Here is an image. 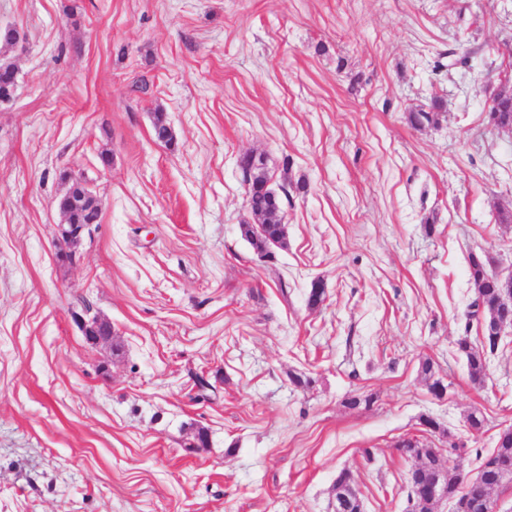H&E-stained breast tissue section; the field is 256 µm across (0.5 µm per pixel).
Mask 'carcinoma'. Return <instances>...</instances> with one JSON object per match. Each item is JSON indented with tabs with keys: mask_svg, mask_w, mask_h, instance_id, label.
Returning a JSON list of instances; mask_svg holds the SVG:
<instances>
[{
	"mask_svg": "<svg viewBox=\"0 0 512 512\" xmlns=\"http://www.w3.org/2000/svg\"><path fill=\"white\" fill-rule=\"evenodd\" d=\"M15 67L11 63L0 64V95H6L15 87ZM499 120L504 126H512V91H503L499 95ZM442 103L433 102L430 110H420L410 114V121L416 126L432 124L436 121ZM240 166L244 178L250 182L248 192L249 206L252 213L262 216L263 228L255 230L251 224L241 225L242 234L251 245L259 252L268 249L271 241H283L281 210L262 191L261 185L268 181L267 173L262 163L251 156L242 158ZM490 261L480 255L473 254L469 258V275L475 288V296L466 313V320L483 319V332H488V320L496 311V300L499 286L489 269ZM458 350L466 357L470 379L473 384L481 386L484 383L487 370V354H492L498 349V344L490 337L486 338L481 346L471 345L468 337L463 336L457 342ZM459 448L452 446L446 450L441 448L424 449L426 464L430 470H441L447 467V459L458 455ZM512 470V437L507 440H499L492 452L485 456L478 471L482 472L481 482L471 485H463L460 479L448 474L447 490L448 500L456 503L460 496L467 498L470 512H483L486 497L497 490L506 482L505 474ZM335 506L339 512H359L360 500L353 486V475L348 470L341 471L333 485Z\"/></svg>",
	"mask_w": 512,
	"mask_h": 512,
	"instance_id": "obj_1",
	"label": "carcinoma"
}]
</instances>
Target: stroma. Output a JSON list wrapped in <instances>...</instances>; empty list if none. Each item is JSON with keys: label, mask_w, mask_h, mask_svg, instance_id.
I'll list each match as a JSON object with an SVG mask.
<instances>
[{"label": "stroma", "mask_w": 512, "mask_h": 512, "mask_svg": "<svg viewBox=\"0 0 512 512\" xmlns=\"http://www.w3.org/2000/svg\"><path fill=\"white\" fill-rule=\"evenodd\" d=\"M6 28L0 512H333L344 469L364 512H404L408 437L476 472L512 426V335L480 387L457 347L480 336L470 253L512 274V131L488 116L512 0H0ZM460 42L469 67L437 69ZM247 154L287 191L267 254L240 232ZM69 174L102 201L73 265ZM93 315L111 344L87 343ZM79 182V192L81 194V197L83 199L85 197H92L98 201L99 215L98 218H95L92 221L85 223L88 219V215L84 213V211L78 212L74 215L75 223L84 224H70L66 214L63 211H60L61 221L57 225V256L60 260L70 265L76 264L77 253L81 245L82 239L85 233L89 231L91 226H93L94 224H98L101 213V203L99 197L90 191L88 185L85 182H83L82 180H79ZM83 335L87 337V342L93 346L107 344L112 341V329L109 322L94 315L88 319L80 320Z\"/></svg>", "instance_id": "35a3bbf8"}]
</instances>
